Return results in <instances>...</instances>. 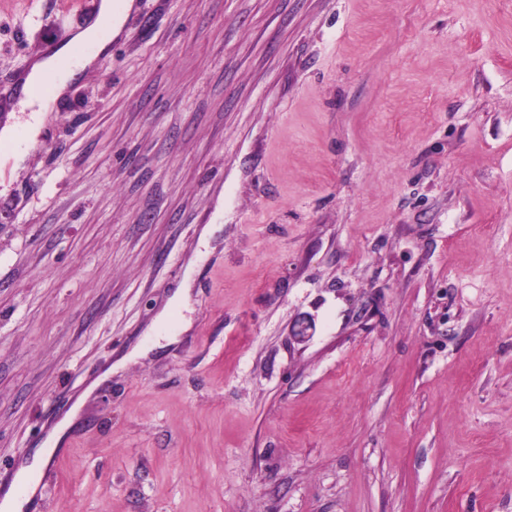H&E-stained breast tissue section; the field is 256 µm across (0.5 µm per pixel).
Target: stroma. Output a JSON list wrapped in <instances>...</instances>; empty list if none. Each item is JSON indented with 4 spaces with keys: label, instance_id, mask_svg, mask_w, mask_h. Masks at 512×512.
Masks as SVG:
<instances>
[{
    "label": "stroma",
    "instance_id": "1",
    "mask_svg": "<svg viewBox=\"0 0 512 512\" xmlns=\"http://www.w3.org/2000/svg\"><path fill=\"white\" fill-rule=\"evenodd\" d=\"M95 13L0 0V82ZM96 55L0 104V496L512 512V0H133Z\"/></svg>",
    "mask_w": 512,
    "mask_h": 512
}]
</instances>
